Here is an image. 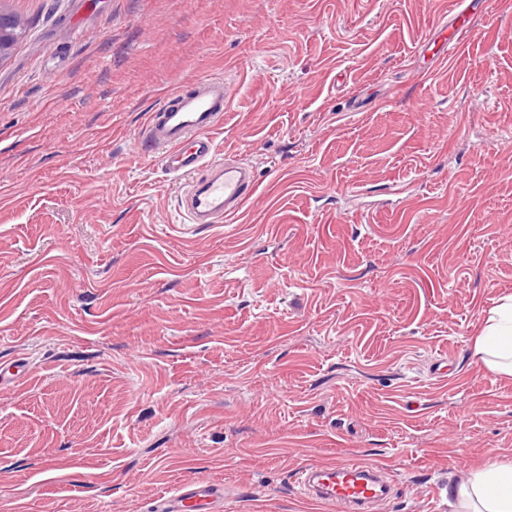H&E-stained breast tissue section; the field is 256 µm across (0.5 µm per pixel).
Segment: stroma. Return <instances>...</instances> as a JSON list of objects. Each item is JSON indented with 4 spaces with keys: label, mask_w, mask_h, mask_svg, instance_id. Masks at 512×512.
<instances>
[{
    "label": "stroma",
    "mask_w": 512,
    "mask_h": 512,
    "mask_svg": "<svg viewBox=\"0 0 512 512\" xmlns=\"http://www.w3.org/2000/svg\"><path fill=\"white\" fill-rule=\"evenodd\" d=\"M0 512H332L308 464L376 463L380 512H454L512 462V377L473 339L512 294V0L427 77L452 0H0ZM257 191L187 223L139 152L177 86ZM224 487L209 482L178 485L163 501L161 512H222Z\"/></svg>",
    "instance_id": "obj_1"
}]
</instances>
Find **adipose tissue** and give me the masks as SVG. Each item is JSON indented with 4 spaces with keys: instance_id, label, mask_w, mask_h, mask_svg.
<instances>
[{
    "instance_id": "adipose-tissue-1",
    "label": "adipose tissue",
    "mask_w": 512,
    "mask_h": 512,
    "mask_svg": "<svg viewBox=\"0 0 512 512\" xmlns=\"http://www.w3.org/2000/svg\"><path fill=\"white\" fill-rule=\"evenodd\" d=\"M473 353L489 372L512 376V294L492 308L476 336ZM456 512H512V463L495 458L452 485Z\"/></svg>"
}]
</instances>
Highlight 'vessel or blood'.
Returning <instances> with one entry per match:
<instances>
[{
  "label": "vessel or blood",
  "mask_w": 512,
  "mask_h": 512,
  "mask_svg": "<svg viewBox=\"0 0 512 512\" xmlns=\"http://www.w3.org/2000/svg\"><path fill=\"white\" fill-rule=\"evenodd\" d=\"M467 29H447L435 64L448 62ZM226 106L223 79L202 77L175 88L149 113L140 147L158 154L162 168L183 178L179 211L191 224H220L234 218L256 191V177L240 158H218L212 131L221 124ZM203 179H195L197 170ZM301 482L312 497L334 512H375L390 498L393 481L379 466L340 462L305 467ZM224 489L209 482L178 485L163 501L161 512H223Z\"/></svg>",
  "instance_id": "b4317fda"
}]
</instances>
